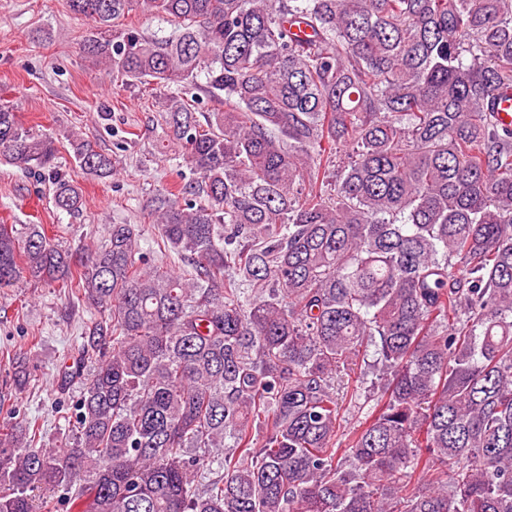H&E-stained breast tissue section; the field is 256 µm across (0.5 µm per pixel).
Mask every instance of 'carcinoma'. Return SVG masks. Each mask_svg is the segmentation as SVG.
Masks as SVG:
<instances>
[{"label": "carcinoma", "mask_w": 512, "mask_h": 512, "mask_svg": "<svg viewBox=\"0 0 512 512\" xmlns=\"http://www.w3.org/2000/svg\"><path fill=\"white\" fill-rule=\"evenodd\" d=\"M80 52L153 107L194 175L142 228L72 255L0 224V288L60 282L104 313L65 447L0 428V512H512V0H68ZM161 15L168 35L119 20ZM86 174L112 158L69 134ZM0 104V158L82 189ZM99 358L82 373L88 354ZM375 401L347 432L344 401Z\"/></svg>", "instance_id": "obj_1"}]
</instances>
